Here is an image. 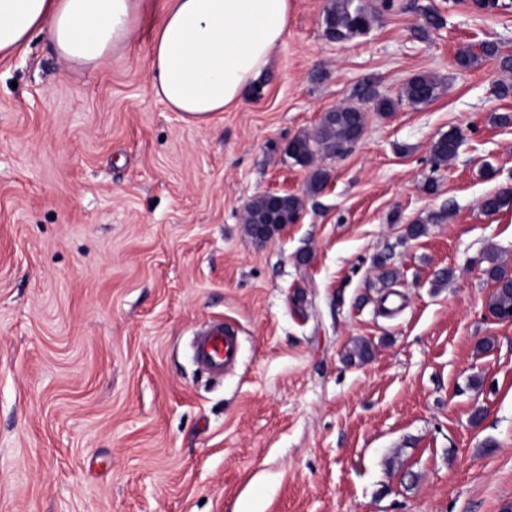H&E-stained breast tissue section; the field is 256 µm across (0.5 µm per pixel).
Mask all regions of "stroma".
I'll return each mask as SVG.
<instances>
[{"instance_id":"stroma-1","label":"stroma","mask_w":512,"mask_h":512,"mask_svg":"<svg viewBox=\"0 0 512 512\" xmlns=\"http://www.w3.org/2000/svg\"><path fill=\"white\" fill-rule=\"evenodd\" d=\"M368 2L370 33L338 43L327 0H291L261 86L202 127L151 90L166 0L99 66L43 32L0 59V512H512V323L484 272L491 250L512 267V207L482 208L512 187V95L495 65L455 61L512 55V8ZM422 6L445 20L424 40ZM419 73L437 98L367 109L307 196L286 143ZM452 128L458 155L433 168ZM273 192L305 206L258 243L244 207ZM212 320L241 345L220 379L191 348ZM361 339L371 359L347 363ZM482 61L496 64L503 72H512V56L502 54L498 45L493 42L483 43L480 47V53L466 47L460 50L456 56V63L463 68L474 67Z\"/></svg>"}]
</instances>
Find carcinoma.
<instances>
[{
  "label": "carcinoma",
  "instance_id": "1",
  "mask_svg": "<svg viewBox=\"0 0 512 512\" xmlns=\"http://www.w3.org/2000/svg\"><path fill=\"white\" fill-rule=\"evenodd\" d=\"M423 23L417 36L422 38L433 29L443 26L444 19L436 11L421 9ZM375 20L374 10L368 8L363 0H327L324 8V34L337 42L349 41L369 33ZM483 61L494 63L506 73L512 72V56L501 53L497 44L485 42L480 52L466 47L459 51L456 63L463 68H471ZM439 83L430 74H418L404 86L401 96L394 100L379 96L369 86L364 85L356 91L359 100L374 102L379 112H393L408 103L413 106L430 103L438 95ZM364 112L355 104H342L324 113L315 133L311 136H296L288 142L286 156L296 164L310 166L316 157L323 154L336 157L344 154L355 144L363 131ZM461 137L458 131L450 130L433 142L430 150L431 163L439 168L448 164L458 154ZM329 179V173L317 168L308 178L307 192H321ZM512 205V188L500 190L484 198L483 208L498 211ZM302 198L289 195L281 200L270 194L262 195L250 203L246 211L247 233L256 241L264 242L284 224L293 223L302 209ZM489 267L486 273L496 284L490 294L487 307L496 316L512 313V274L499 260L498 255L490 251L486 255ZM372 347L366 341H357L347 351L345 358L351 364H362L372 357Z\"/></svg>",
  "mask_w": 512,
  "mask_h": 512
}]
</instances>
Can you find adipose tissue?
I'll use <instances>...</instances> for the list:
<instances>
[{
    "label": "adipose tissue",
    "instance_id": "adipose-tissue-1",
    "mask_svg": "<svg viewBox=\"0 0 512 512\" xmlns=\"http://www.w3.org/2000/svg\"><path fill=\"white\" fill-rule=\"evenodd\" d=\"M147 0H0V54L48 32L56 55L94 67L133 41ZM291 0H167L150 45L154 94L187 122L240 104L267 73Z\"/></svg>",
    "mask_w": 512,
    "mask_h": 512
}]
</instances>
